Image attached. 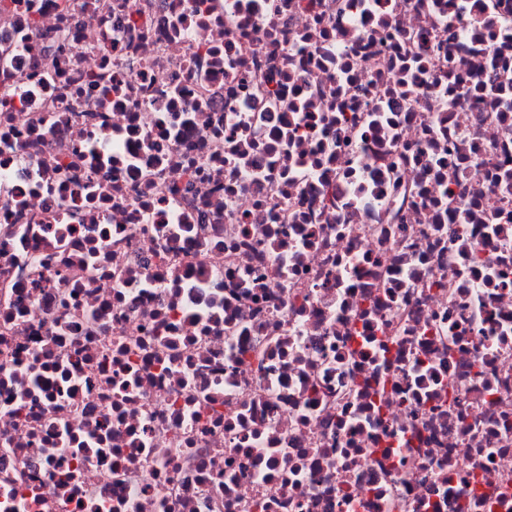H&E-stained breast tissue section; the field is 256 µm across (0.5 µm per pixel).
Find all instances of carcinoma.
Here are the masks:
<instances>
[{
  "instance_id": "obj_1",
  "label": "carcinoma",
  "mask_w": 512,
  "mask_h": 512,
  "mask_svg": "<svg viewBox=\"0 0 512 512\" xmlns=\"http://www.w3.org/2000/svg\"><path fill=\"white\" fill-rule=\"evenodd\" d=\"M409 44L404 55L397 57L395 70L385 82L382 95L392 99H410L418 101L417 85L434 56L447 59L446 82L437 93L438 101L453 105L463 101L476 110L490 112L503 123L512 121V41L499 32L489 18H476L468 27L463 28L453 20L438 39L422 51L415 50V41L411 36L403 38ZM486 45L493 52L490 58L492 75L481 79L470 73H459L452 62V54L473 50ZM375 41L364 44L352 54H343L336 59V88L329 91L325 111L334 113L330 120L336 122V129L350 131L362 124L360 109L345 103L341 91L350 82L361 61L372 52ZM395 116L383 115L381 110L372 111L371 123L375 132L385 136L390 131ZM448 152L426 155L411 148L392 153L387 157V168L393 169L412 161L426 168L431 176L442 185V195L431 199L422 192L410 194L413 202L433 208L439 221L454 224H500V213L490 206L469 186L471 165L482 167L484 178L496 187L506 190L512 188V169L507 162L495 164L477 154L467 157L460 152L458 138L452 133L446 134Z\"/></svg>"
}]
</instances>
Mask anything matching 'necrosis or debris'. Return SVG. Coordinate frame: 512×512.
I'll return each instance as SVG.
<instances>
[{
    "label": "necrosis or debris",
    "mask_w": 512,
    "mask_h": 512,
    "mask_svg": "<svg viewBox=\"0 0 512 512\" xmlns=\"http://www.w3.org/2000/svg\"><path fill=\"white\" fill-rule=\"evenodd\" d=\"M495 3L0 0V512H512V224L454 248L380 190L381 153L447 129L490 154L512 126L438 105V57L385 141L318 113L317 44L312 111L280 75L313 14L345 54L377 19L424 43ZM391 72L373 50L346 100ZM342 167L359 182L334 205Z\"/></svg>",
    "instance_id": "1"
}]
</instances>
